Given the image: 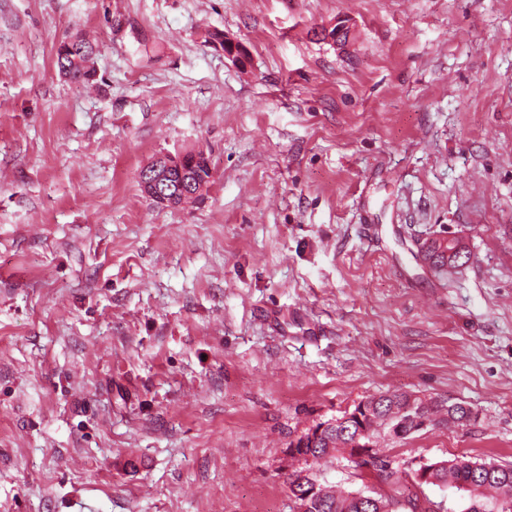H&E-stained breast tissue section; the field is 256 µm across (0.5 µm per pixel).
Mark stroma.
Wrapping results in <instances>:
<instances>
[{
    "label": "stroma",
    "instance_id": "obj_1",
    "mask_svg": "<svg viewBox=\"0 0 512 512\" xmlns=\"http://www.w3.org/2000/svg\"><path fill=\"white\" fill-rule=\"evenodd\" d=\"M198 150L200 198L153 205L140 168ZM385 392L474 412L381 441L401 478L512 465V0H0V512L388 495L289 453ZM205 42L212 45L214 48L217 47L218 50L224 52V55L230 57L235 60H239L243 58L245 47L239 43L238 41L229 40L224 38L223 31H210L207 30L204 34ZM218 42L219 44H216ZM224 43V47L221 46ZM216 44V45H215ZM70 38L77 40L73 50H69L66 41H63L56 49L55 64L65 79L88 82L95 75L96 45L82 33H76Z\"/></svg>",
    "mask_w": 512,
    "mask_h": 512
}]
</instances>
